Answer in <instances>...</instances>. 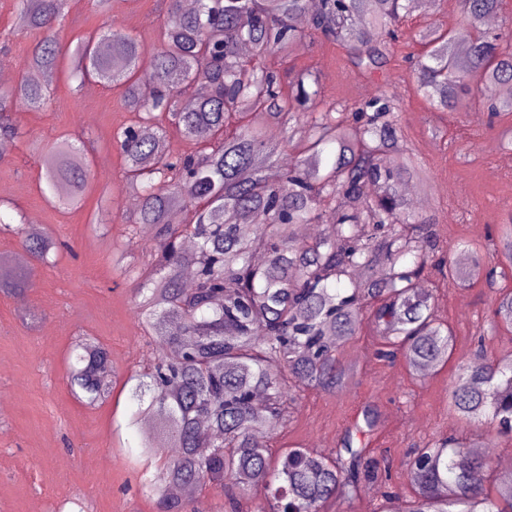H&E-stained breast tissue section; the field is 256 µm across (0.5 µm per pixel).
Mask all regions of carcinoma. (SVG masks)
Segmentation results:
<instances>
[{
  "label": "carcinoma",
  "mask_w": 512,
  "mask_h": 512,
  "mask_svg": "<svg viewBox=\"0 0 512 512\" xmlns=\"http://www.w3.org/2000/svg\"><path fill=\"white\" fill-rule=\"evenodd\" d=\"M474 30L461 45L449 32L427 31L429 50L412 72L415 90L438 109L457 111L482 85L512 86V17L489 32L481 23L498 15L502 0H458ZM69 0H17L22 32L42 37L27 56L31 69L52 73L68 52L53 35ZM433 0H321L305 28L295 19L305 0H197L191 12L170 11L155 49L154 71L138 74L143 45L120 31L89 34L72 52L75 72L105 86H123L138 127L156 129L151 138L122 127L114 135L126 161L124 190L139 198L136 223L156 230V260L139 270L137 309L152 336L155 354L137 378L131 396L181 449L159 461L153 437L141 442L145 492L160 512H186L169 494L174 484L198 493L231 489L247 499L260 495L259 512H324L341 495L356 499L370 474L369 441L379 429L377 409L367 405L362 421L347 427L338 447L323 455L309 448L269 452L264 431L288 414L303 387L334 393L346 388L350 369L336 358L338 347L370 322L388 349L377 357L403 360L412 370L448 362L452 331L436 314L425 286L430 254L436 250V218L413 210L403 183L429 175L413 167L401 143L398 115L389 101L374 97L354 112L322 108L318 75L293 74L283 86L265 64L272 53H289L308 37L344 44L350 62L373 72L386 63V44L405 14ZM247 43L257 55L239 53ZM204 83L203 98L190 88ZM50 85L21 80L0 91V157L18 137L5 123L19 101L37 105ZM498 118L512 114V96L479 102ZM209 151L172 158L165 152L163 122ZM299 135V150L276 178L266 171L280 146L266 137L271 126ZM333 150L334 161L324 162ZM48 199L64 209L81 206L88 160L77 144L63 140L41 158ZM192 212L177 224V210ZM243 237L238 224L253 215ZM32 261L47 260L50 238H28ZM497 264L481 251L467 263L431 266L464 285L473 268L494 280L497 265L512 267V216L495 248ZM346 280L347 288L336 284ZM493 324L512 326V291L493 308ZM68 373L72 394L89 406L112 392L111 352L92 339L76 344ZM452 411L469 424L512 433V355L471 357L451 390ZM205 420L209 430L200 431ZM489 466L457 438L448 436L415 450L408 477L416 495L407 512H512V479L497 496L473 480Z\"/></svg>",
  "instance_id": "cac0c4a2"
}]
</instances>
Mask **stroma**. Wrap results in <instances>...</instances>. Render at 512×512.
Wrapping results in <instances>:
<instances>
[{"label": "stroma", "instance_id": "35a3bbf8", "mask_svg": "<svg viewBox=\"0 0 512 512\" xmlns=\"http://www.w3.org/2000/svg\"><path fill=\"white\" fill-rule=\"evenodd\" d=\"M167 0H110L98 13L92 0H69L56 34L62 44L77 37L118 29L131 33L152 58L168 14ZM15 0H0V60L13 65L15 79L28 77L24 61L35 36L17 31ZM464 30L456 0H436L433 9L410 15L387 50L388 62L363 73L347 49L324 39H305L301 51L273 56L280 73L318 71L324 104L352 112L382 95L394 104L405 144L430 174L422 193L435 215L444 255L457 258L465 245L491 249L512 210V145L503 132L512 118L490 119L475 109H436L412 87V67L424 51L420 28ZM51 95L38 107L18 103L12 117L25 135L0 159V215L38 217L41 236L57 244L49 264L25 259L19 235L0 232V265L28 274L32 286L0 293V512H158L155 499L141 489L140 434L127 421L136 411L127 382L143 372L152 354L136 306L135 270L152 260L155 239L135 221L123 189L125 160L113 134L134 124L120 87L79 82L69 59H61L50 81ZM81 146L90 176L79 209L55 207L43 192L40 159L61 138ZM131 246L136 267L126 270L116 257ZM435 307L455 336L454 354L443 367L413 373L404 363L379 361L380 339L363 325L337 356L353 367L351 386L331 394L300 391L286 419L269 433L272 451L300 444L330 453L345 428L368 404L378 407L382 427L371 443L374 458H388L391 484L402 502L414 491L407 477L409 451L453 432L479 438L490 447L491 466L483 474L495 487L500 460L512 458V437L493 431L474 433L448 406L458 366L473 356L474 338L485 335L493 355L512 354V333L490 329L487 315L500 293L512 291V268L497 269L495 283L485 275L456 286L432 276ZM83 336L96 339L112 355V396L90 407L69 392V353Z\"/></svg>", "mask_w": 512, "mask_h": 512}]
</instances>
